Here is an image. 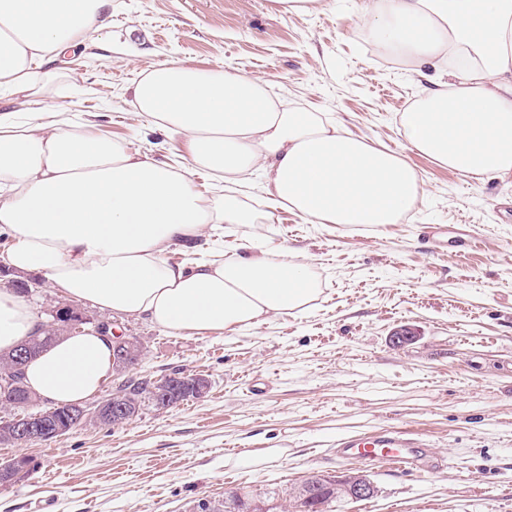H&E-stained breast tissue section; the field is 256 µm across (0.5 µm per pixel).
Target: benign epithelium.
Here are the masks:
<instances>
[{"instance_id": "7a95c632", "label": "benign epithelium", "mask_w": 512, "mask_h": 512, "mask_svg": "<svg viewBox=\"0 0 512 512\" xmlns=\"http://www.w3.org/2000/svg\"><path fill=\"white\" fill-rule=\"evenodd\" d=\"M54 318L64 319V328L67 333H80L83 331L85 319L77 312L72 311L68 305L56 310ZM98 328L112 330L114 348L112 351V368L116 373L113 378L112 395L91 405L77 406L70 410L71 419L63 425L47 428L39 414L18 415L7 423L6 434L10 440L18 445L31 442L39 444L48 443L68 430L78 427H102L110 421L114 426L123 425L133 419L131 415V402L128 399L129 391L125 390L128 379L135 375V370L142 357V347L134 340L117 329V325L110 321L98 322ZM29 345L22 344L16 350V355L6 367L0 366V385L17 398V404L24 405L33 401L30 393L25 391L22 369L23 360ZM194 391V397L203 396L208 389V382L202 375H187L172 373L164 377L163 381L150 380L147 387L149 397L160 410L171 408L180 402V395L186 389ZM338 495H346L352 501L370 497L375 487L366 475L355 473L344 477H333L315 473L301 490L302 501L313 505V509L323 508L324 498L330 491Z\"/></svg>"}]
</instances>
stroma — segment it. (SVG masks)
<instances>
[{"label": "stroma", "mask_w": 512, "mask_h": 512, "mask_svg": "<svg viewBox=\"0 0 512 512\" xmlns=\"http://www.w3.org/2000/svg\"><path fill=\"white\" fill-rule=\"evenodd\" d=\"M353 0L283 14L271 0H112L95 44L61 61L47 102L158 159L182 139L132 112L138 71L171 61L262 78L300 111L343 119L403 149L398 115L425 79L376 55ZM425 192L383 228L310 224L280 209L228 224L211 255L243 244L293 251L322 291L310 310L242 330L173 335L120 318L138 337L139 375H205L208 393L120 427H82L38 447L0 444L30 469L0 486V512H195L239 489L272 498L311 474L363 473L372 498L336 512H512V181H477L414 154ZM412 328L398 347L392 334ZM397 427L434 465L336 459L339 435Z\"/></svg>", "instance_id": "1"}]
</instances>
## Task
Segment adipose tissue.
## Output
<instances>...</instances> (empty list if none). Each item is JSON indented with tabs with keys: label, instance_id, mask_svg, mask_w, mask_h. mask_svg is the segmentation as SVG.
<instances>
[{
	"label": "adipose tissue",
	"instance_id": "obj_1",
	"mask_svg": "<svg viewBox=\"0 0 512 512\" xmlns=\"http://www.w3.org/2000/svg\"><path fill=\"white\" fill-rule=\"evenodd\" d=\"M112 0H0V234L7 265L56 293L168 333L205 334L308 309L318 292L288 252L203 251L222 224H253L237 197L200 193L191 174L246 185L260 174L270 207L310 224L398 223L424 182L408 159L427 157L473 178H512V0H362L360 34L432 85L402 112L406 152L358 136L323 112H297L265 83L223 66L164 63L132 82L135 113L185 139L188 165L150 158L89 122L33 109L65 73L58 63L99 33ZM200 252L171 263V245ZM28 298L0 284V349L43 333ZM112 375V338L63 336L25 368L56 404L82 402Z\"/></svg>",
	"mask_w": 512,
	"mask_h": 512
}]
</instances>
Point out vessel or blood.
I'll use <instances>...</instances> for the list:
<instances>
[{"mask_svg":"<svg viewBox=\"0 0 512 512\" xmlns=\"http://www.w3.org/2000/svg\"><path fill=\"white\" fill-rule=\"evenodd\" d=\"M337 458H360L369 461H388L414 467L426 455L420 441L400 429L385 430L370 436L345 434L335 442Z\"/></svg>","mask_w":512,"mask_h":512,"instance_id":"vessel-or-blood-1","label":"vessel or blood"}]
</instances>
